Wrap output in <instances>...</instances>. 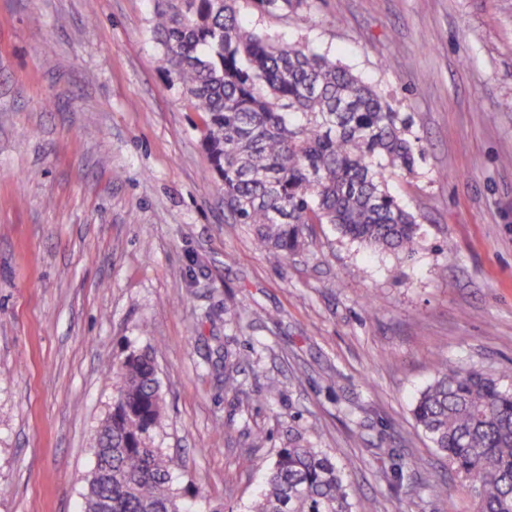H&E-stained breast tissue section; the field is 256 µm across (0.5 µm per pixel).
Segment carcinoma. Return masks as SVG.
<instances>
[{"instance_id":"cac0c4a2","label":"carcinoma","mask_w":512,"mask_h":512,"mask_svg":"<svg viewBox=\"0 0 512 512\" xmlns=\"http://www.w3.org/2000/svg\"><path fill=\"white\" fill-rule=\"evenodd\" d=\"M238 0H166L157 33L169 71L199 115L202 146L224 187V210L283 260L311 224H332L367 248L409 258L420 248L416 217L387 179L408 175L409 119L385 95L327 53L246 28ZM268 14L307 19V0H251ZM112 411L93 448L82 512H192L175 486L178 464L151 446L162 395L152 357L129 352ZM224 356V387L240 390ZM416 424L476 495V512H512V391L501 378L440 363L416 399ZM247 512H354L332 456L297 434L269 466Z\"/></svg>"}]
</instances>
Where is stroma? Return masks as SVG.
Returning <instances> with one entry per match:
<instances>
[{
	"instance_id": "35a3bbf8",
	"label": "stroma",
	"mask_w": 512,
	"mask_h": 512,
	"mask_svg": "<svg viewBox=\"0 0 512 512\" xmlns=\"http://www.w3.org/2000/svg\"><path fill=\"white\" fill-rule=\"evenodd\" d=\"M310 4L302 24L239 10L409 118L389 190L421 226L412 260L314 224L283 261L225 216L160 0H0V512H79L105 368L132 350L162 386L152 443L208 507L244 512L298 433L356 512H473L412 407L445 360L512 386V0Z\"/></svg>"
}]
</instances>
